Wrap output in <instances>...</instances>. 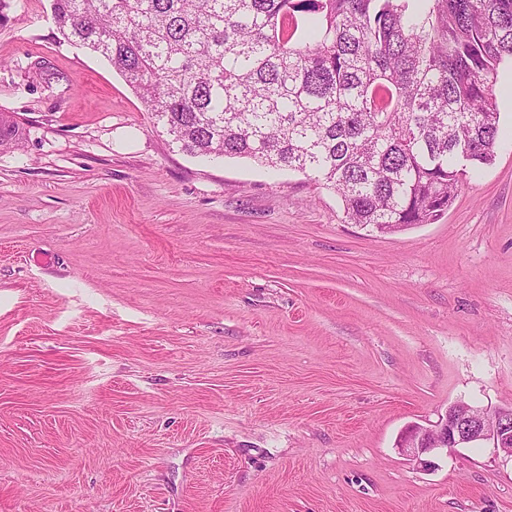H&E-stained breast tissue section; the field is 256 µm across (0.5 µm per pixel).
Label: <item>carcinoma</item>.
<instances>
[{"label": "carcinoma", "mask_w": 512, "mask_h": 512, "mask_svg": "<svg viewBox=\"0 0 512 512\" xmlns=\"http://www.w3.org/2000/svg\"><path fill=\"white\" fill-rule=\"evenodd\" d=\"M193 157L301 172L346 221L433 224L492 162L512 0H52ZM0 114V146L20 140Z\"/></svg>", "instance_id": "carcinoma-1"}]
</instances>
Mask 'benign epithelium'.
Here are the masks:
<instances>
[{"label":"benign epithelium","mask_w":512,"mask_h":512,"mask_svg":"<svg viewBox=\"0 0 512 512\" xmlns=\"http://www.w3.org/2000/svg\"><path fill=\"white\" fill-rule=\"evenodd\" d=\"M484 441L493 443L496 452L512 459V409L488 414L466 403L448 408L445 418L430 426L411 425L400 435L397 447L412 461L424 454L466 448Z\"/></svg>","instance_id":"benign-epithelium-1"}]
</instances>
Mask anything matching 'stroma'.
Wrapping results in <instances>:
<instances>
[{
  "label": "stroma",
  "mask_w": 512,
  "mask_h": 512,
  "mask_svg": "<svg viewBox=\"0 0 512 512\" xmlns=\"http://www.w3.org/2000/svg\"><path fill=\"white\" fill-rule=\"evenodd\" d=\"M0 8V512H512V67L501 137L433 224L381 235L294 171L178 151L52 0ZM484 441H492L499 454L512 459V409H486L457 403L448 408L445 418L430 426L411 425L400 435L397 448L412 461L436 451L455 452Z\"/></svg>",
  "instance_id": "1"
}]
</instances>
